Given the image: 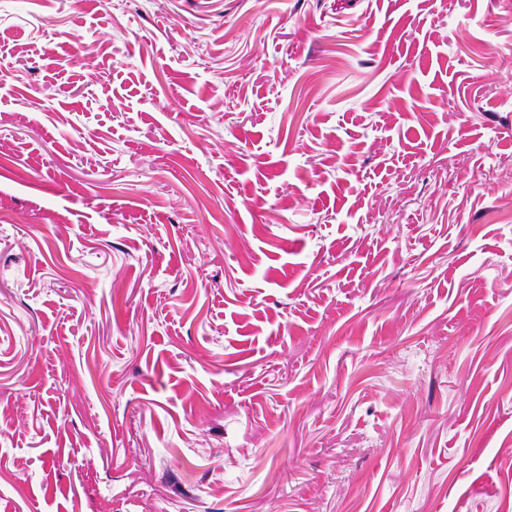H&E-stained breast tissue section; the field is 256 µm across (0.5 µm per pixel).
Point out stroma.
Here are the masks:
<instances>
[{
	"label": "stroma",
	"mask_w": 512,
	"mask_h": 512,
	"mask_svg": "<svg viewBox=\"0 0 512 512\" xmlns=\"http://www.w3.org/2000/svg\"><path fill=\"white\" fill-rule=\"evenodd\" d=\"M512 0H0V512H512Z\"/></svg>",
	"instance_id": "35a3bbf8"
}]
</instances>
